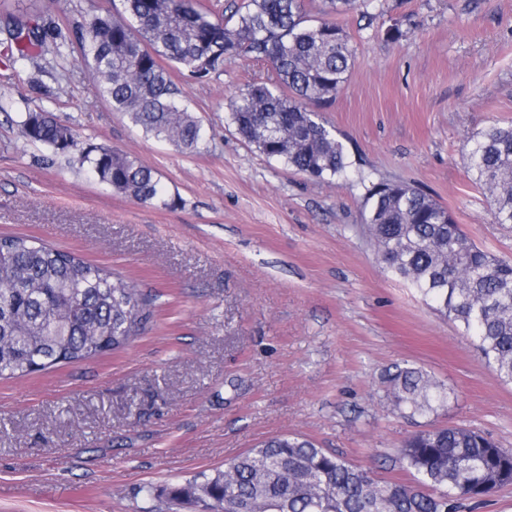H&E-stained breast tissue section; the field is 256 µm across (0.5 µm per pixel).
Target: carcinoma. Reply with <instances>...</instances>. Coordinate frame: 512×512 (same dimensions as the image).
Wrapping results in <instances>:
<instances>
[{"label":"carcinoma","instance_id":"obj_1","mask_svg":"<svg viewBox=\"0 0 512 512\" xmlns=\"http://www.w3.org/2000/svg\"><path fill=\"white\" fill-rule=\"evenodd\" d=\"M5 22L11 66L38 68L74 54L102 97L146 135L193 152L203 125L162 65L202 79L228 58L270 64L230 104L235 133L267 158L320 180L352 171L346 145L319 120L345 87L356 50L333 14L375 0H233L223 12L207 0H122L64 34L49 5ZM318 4V18L308 7ZM30 143L75 162L118 193L167 205L157 173L127 153L89 144L44 109L19 122ZM469 170L495 204L498 224H512V124L468 138ZM365 186L363 222L385 270L409 283L428 305L471 338L485 364L512 383V262L478 247L452 214L422 190L402 183ZM154 303L125 275L74 252L24 236L0 235V378L115 352L143 334ZM394 407L410 415L445 406L451 392L411 366L386 376ZM402 458L413 484L374 479L367 471L296 434L273 437L216 469L168 491L209 512H458L512 485V449L458 426L410 438Z\"/></svg>","mask_w":512,"mask_h":512}]
</instances>
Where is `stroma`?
<instances>
[{
    "label": "stroma",
    "instance_id": "35a3bbf8",
    "mask_svg": "<svg viewBox=\"0 0 512 512\" xmlns=\"http://www.w3.org/2000/svg\"><path fill=\"white\" fill-rule=\"evenodd\" d=\"M338 14L357 52L321 111L373 182H404L452 212L478 246L512 260V224L468 171L466 140L512 122V0H382ZM397 20L403 36L388 40ZM266 68L229 58L171 76L205 136L185 153L112 111L77 60L0 65V235H28L130 277L155 317L124 349L0 380V512H166L169 488L270 437L300 433L372 476L409 483L402 445L465 426L512 448V384L456 323L383 271L356 179L319 181L236 135L231 99ZM44 108L79 144L153 167L166 204L99 183L17 121ZM453 393L407 417L396 365ZM152 486L146 496L143 486Z\"/></svg>",
    "mask_w": 512,
    "mask_h": 512
}]
</instances>
